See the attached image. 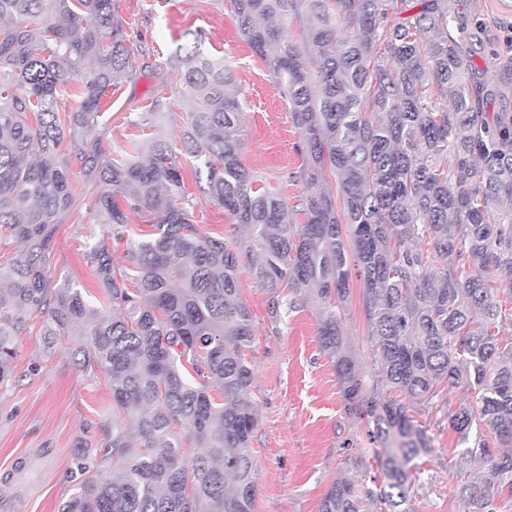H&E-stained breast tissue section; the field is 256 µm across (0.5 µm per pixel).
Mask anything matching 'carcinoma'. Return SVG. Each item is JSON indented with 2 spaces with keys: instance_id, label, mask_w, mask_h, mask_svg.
I'll return each mask as SVG.
<instances>
[{
  "instance_id": "1",
  "label": "carcinoma",
  "mask_w": 512,
  "mask_h": 512,
  "mask_svg": "<svg viewBox=\"0 0 512 512\" xmlns=\"http://www.w3.org/2000/svg\"><path fill=\"white\" fill-rule=\"evenodd\" d=\"M113 2L0 0V385L13 380L17 340L39 315L50 347L64 338L112 396L96 424L104 442L84 449L61 512H253L243 260L272 317L312 294L323 301L319 343L348 413L380 445L383 486L335 481L320 512H409L427 486L414 460L435 449L408 401L428 425L448 421L463 455L485 465L456 472L462 512H512V342L499 339L512 323V113L482 111L493 90L454 32L455 0H230L309 157L303 224L289 223L287 201L243 165L234 68L197 42L165 62L195 103L180 144L156 139L139 160L135 139L114 151L91 138L102 98L130 78L131 30ZM288 19L301 48L275 26ZM73 77L80 105L62 112ZM166 110L155 98L126 122L148 129ZM181 157L243 238L229 244L194 223ZM76 175L94 189L92 223L120 229L137 213L154 227L128 238L126 266L104 241L90 248L98 304L49 275ZM353 268L368 367L347 350L341 323ZM457 387L466 394L452 405L445 390ZM477 422L493 443H469Z\"/></svg>"
}]
</instances>
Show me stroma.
Instances as JSON below:
<instances>
[{"label":"stroma","instance_id":"obj_1","mask_svg":"<svg viewBox=\"0 0 512 512\" xmlns=\"http://www.w3.org/2000/svg\"><path fill=\"white\" fill-rule=\"evenodd\" d=\"M504 0H456L473 60L502 97L488 104L491 112H512V11ZM120 17L136 35L130 52L133 75L103 104L99 128L105 140L124 142L134 126L125 117L146 111L152 98L165 97L169 112L156 115L140 136L141 147L154 137L179 140L193 103L163 64L178 48L200 42L209 55L231 61L247 105L241 117V159L260 180L280 189L288 201L292 223L304 221V169L299 134L288 106L272 81L265 62L240 34L229 0H115ZM90 194L77 196L58 223L52 242L54 284L71 283L84 296L100 290L86 254L106 239L112 259L125 264L127 239L149 232L142 216L130 215L126 232L117 234L90 223ZM193 215L213 237L229 242L241 234L230 215L196 193ZM240 296L248 305L254 342L247 359L254 370L251 399L257 425L250 446L257 464L254 512H319L330 485L346 476L345 459L358 455L365 481L378 478L379 468L367 435L368 427L345 410L341 385L330 355L317 336L321 303L307 299L302 307L273 319L269 296L258 288L248 264H240ZM349 346L359 362H368L371 340L359 278L350 282L343 320ZM40 321H32L18 340L16 380L0 386V512H58L75 484L78 447L100 444L96 427L112 406L101 373L86 371L71 353L45 351ZM434 454L418 458L429 484L423 497L411 502L413 512H460L448 487L457 469H473L463 457L457 435L430 428Z\"/></svg>","mask_w":512,"mask_h":512}]
</instances>
